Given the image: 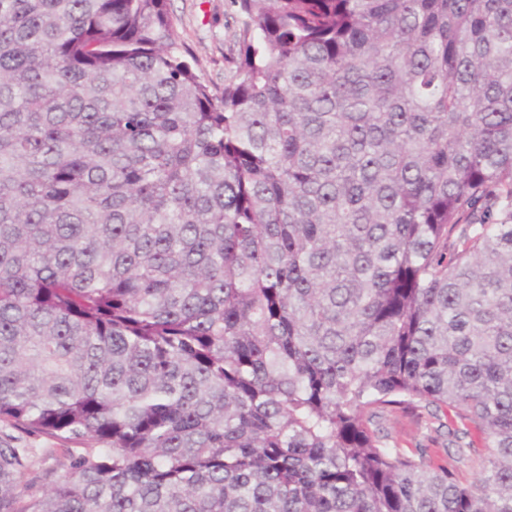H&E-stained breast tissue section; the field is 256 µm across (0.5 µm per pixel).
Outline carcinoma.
Here are the masks:
<instances>
[{
	"mask_svg": "<svg viewBox=\"0 0 512 512\" xmlns=\"http://www.w3.org/2000/svg\"><path fill=\"white\" fill-rule=\"evenodd\" d=\"M169 2L0 0V512H512V0ZM176 33L209 89L220 95L234 71L244 16L236 0H170ZM376 424L385 434H388L389 443L405 452H415L416 448H430V452L437 449L443 452L447 443L446 437L435 431L438 423L427 414L423 408L416 411H395L375 419ZM10 438L14 446L19 448H75L76 455L85 453L84 444H65L43 434H29L0 422V440Z\"/></svg>",
	"mask_w": 512,
	"mask_h": 512,
	"instance_id": "1",
	"label": "carcinoma"
}]
</instances>
